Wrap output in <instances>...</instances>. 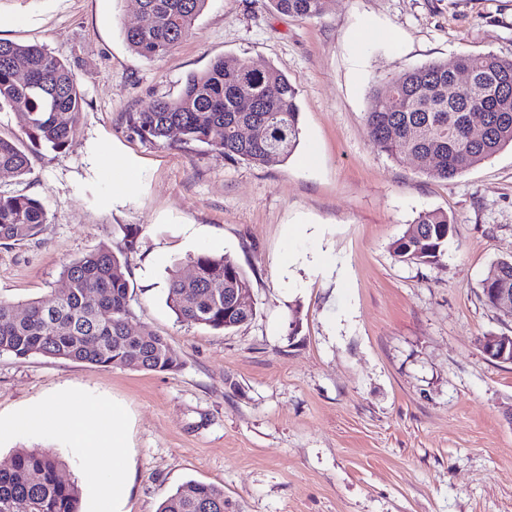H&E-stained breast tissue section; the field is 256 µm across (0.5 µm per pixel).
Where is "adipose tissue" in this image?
<instances>
[{"label": "adipose tissue", "mask_w": 512, "mask_h": 512, "mask_svg": "<svg viewBox=\"0 0 512 512\" xmlns=\"http://www.w3.org/2000/svg\"><path fill=\"white\" fill-rule=\"evenodd\" d=\"M120 405L89 404L56 409L55 420L70 443L83 449L101 484L120 489L128 474V438Z\"/></svg>", "instance_id": "1"}]
</instances>
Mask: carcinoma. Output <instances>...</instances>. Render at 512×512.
<instances>
[{
    "label": "carcinoma",
    "mask_w": 512,
    "mask_h": 512,
    "mask_svg": "<svg viewBox=\"0 0 512 512\" xmlns=\"http://www.w3.org/2000/svg\"><path fill=\"white\" fill-rule=\"evenodd\" d=\"M296 18L322 15L327 0H271ZM206 0H139L145 24L128 28L129 47L145 58L162 56L191 35ZM472 70V83L455 81ZM26 73L21 80L19 71ZM298 88L269 66L259 69L242 57H220L190 76L174 99L158 98L129 115L130 127L149 142L177 131L184 145L204 144L230 160L270 166L288 160L300 144ZM21 114L23 133L34 145L66 149L83 112L76 80L61 58L46 48L0 39V108ZM366 125L380 152L394 160L411 158L427 176L452 180L512 147V58L493 53H461L399 73L369 97ZM489 134L477 140L469 125ZM249 128L244 138L239 129ZM30 171L24 142L0 137V180ZM47 222L45 206L25 194L0 193V241L29 240ZM454 224L448 214H419L393 243L403 262L437 265L445 256ZM139 231L124 232L123 246L107 245L64 267L66 288L26 303L0 299V352L18 359L31 355L87 362L105 367L133 366L170 372L180 366L177 351L150 331L129 335L131 295L128 256ZM194 273L170 272L167 304L190 326L231 329L248 322L236 294L251 290L245 271L230 255L200 253L189 258ZM489 288L512 289V262L492 265ZM64 463L52 450L20 448L0 467V512H80L81 489L62 479ZM157 512H224V490L189 480L159 505Z\"/></svg>",
    "instance_id": "obj_1"
}]
</instances>
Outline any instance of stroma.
<instances>
[{
    "instance_id": "1",
    "label": "stroma",
    "mask_w": 512,
    "mask_h": 512,
    "mask_svg": "<svg viewBox=\"0 0 512 512\" xmlns=\"http://www.w3.org/2000/svg\"><path fill=\"white\" fill-rule=\"evenodd\" d=\"M137 21L136 0H0V38L59 56L84 97L70 146L30 147V173L0 181L48 212L39 235L0 244V299L63 288L66 265L138 230L129 328L164 336L181 365L0 353V466L52 449L82 512H111L53 418L11 420L38 402H115L130 445L123 512H156L189 480L221 488L224 512H512V364L481 347L512 335L482 293L491 265L512 260V150L444 181L378 151L365 123L392 75L461 52L511 58L512 0H328L310 19L207 0L191 35L151 59L126 42ZM222 56L296 82V155L260 167L130 129V113ZM431 210L455 225L441 263L399 261L394 241ZM202 252L248 275L247 323L188 326L168 307L170 269Z\"/></svg>"
}]
</instances>
